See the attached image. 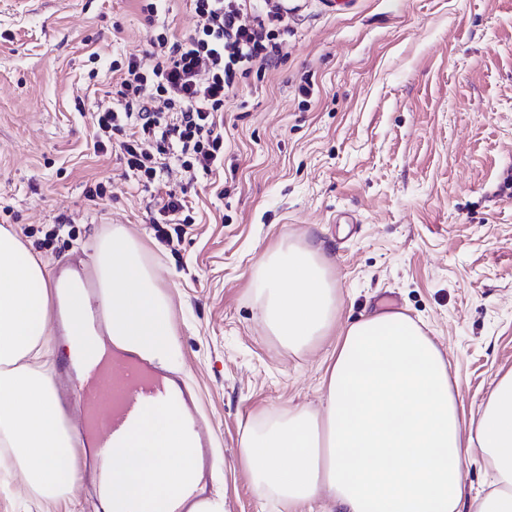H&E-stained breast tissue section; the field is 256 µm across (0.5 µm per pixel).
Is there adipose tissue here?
<instances>
[{"instance_id": "1", "label": "adipose tissue", "mask_w": 512, "mask_h": 512, "mask_svg": "<svg viewBox=\"0 0 512 512\" xmlns=\"http://www.w3.org/2000/svg\"><path fill=\"white\" fill-rule=\"evenodd\" d=\"M92 262L111 341L165 362L177 331L143 244L124 225L97 238ZM259 314L272 336L299 352L329 336L338 297L322 244L288 243L256 269ZM61 300L72 340L90 300L78 273L53 277L12 230L0 226V470H19L26 492L70 499L80 480L54 397L53 366L66 346L47 336ZM448 364L422 327L401 313L365 317L342 332L324 378L321 410L268 417L243 442L258 484L286 512H512V371L500 376L477 421L461 419ZM492 468L470 498L463 462ZM195 455L174 412L149 411L113 449L104 512H167Z\"/></svg>"}]
</instances>
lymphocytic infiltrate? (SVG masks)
I'll list each match as a JSON object with an SVG mask.
<instances>
[{
  "label": "lymphocytic infiltrate",
  "instance_id": "f902f5d3",
  "mask_svg": "<svg viewBox=\"0 0 512 512\" xmlns=\"http://www.w3.org/2000/svg\"><path fill=\"white\" fill-rule=\"evenodd\" d=\"M192 2L193 29L178 36L162 28L150 42L151 66L133 55L113 62L112 102L92 115L94 151L118 146L138 181L157 187L151 222L168 244L194 218L185 195L164 188L165 172L176 166L194 178L223 167L224 102L239 78L277 62L288 32L271 0Z\"/></svg>",
  "mask_w": 512,
  "mask_h": 512
}]
</instances>
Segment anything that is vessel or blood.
<instances>
[{
  "label": "vessel or blood",
  "instance_id": "obj_1",
  "mask_svg": "<svg viewBox=\"0 0 512 512\" xmlns=\"http://www.w3.org/2000/svg\"><path fill=\"white\" fill-rule=\"evenodd\" d=\"M66 399L83 409V420L75 426L74 434L97 475L106 473L105 458L112 448L123 444L143 414L155 405L174 406L184 434L192 442L199 444L201 440L200 414L185 382L118 348L88 366L81 383L68 389ZM208 464L209 453L200 447L194 459L195 476L170 512H195L202 506L209 492Z\"/></svg>",
  "mask_w": 512,
  "mask_h": 512
}]
</instances>
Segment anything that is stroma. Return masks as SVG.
Here are the masks:
<instances>
[{
  "mask_svg": "<svg viewBox=\"0 0 512 512\" xmlns=\"http://www.w3.org/2000/svg\"><path fill=\"white\" fill-rule=\"evenodd\" d=\"M288 16L278 63L224 105L223 170L165 174L195 217L169 247L149 224L153 188L92 148L113 61H151L137 0H0V225L54 270L82 268L115 224L144 242L178 331L167 369L194 387L219 458L205 512H284L242 440L321 408L337 333L365 316L422 327L464 420L512 370V0H292ZM95 182L112 191L98 204ZM288 241L323 242L341 297L336 335L298 353L265 327L254 284ZM0 512L102 509L93 480L56 505L16 476Z\"/></svg>",
  "mask_w": 512,
  "mask_h": 512,
  "instance_id": "obj_1",
  "label": "stroma"
}]
</instances>
